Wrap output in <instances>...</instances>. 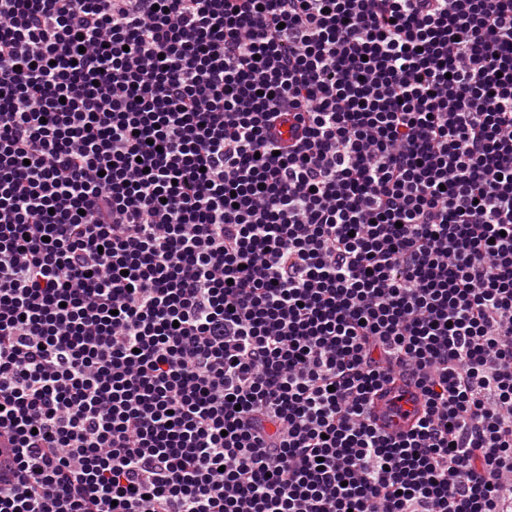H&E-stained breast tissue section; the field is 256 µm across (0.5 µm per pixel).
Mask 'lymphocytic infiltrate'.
<instances>
[{
    "label": "lymphocytic infiltrate",
    "mask_w": 512,
    "mask_h": 512,
    "mask_svg": "<svg viewBox=\"0 0 512 512\" xmlns=\"http://www.w3.org/2000/svg\"><path fill=\"white\" fill-rule=\"evenodd\" d=\"M0 434V512H512V0H0ZM419 393L405 382L398 380L388 385L375 397L371 414L386 432L397 434L409 431L416 423Z\"/></svg>",
    "instance_id": "1"
}]
</instances>
